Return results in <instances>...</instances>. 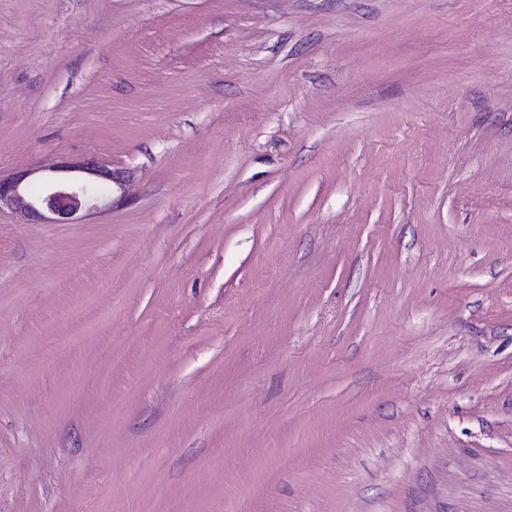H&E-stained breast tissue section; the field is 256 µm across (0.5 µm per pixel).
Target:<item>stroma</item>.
<instances>
[{"label": "stroma", "mask_w": 512, "mask_h": 512, "mask_svg": "<svg viewBox=\"0 0 512 512\" xmlns=\"http://www.w3.org/2000/svg\"><path fill=\"white\" fill-rule=\"evenodd\" d=\"M0 512H512V0H0ZM44 176L41 193L34 198L26 194V180L33 170L18 172L7 178L0 176V210L4 207L20 211L31 220L50 224H72L83 210L106 209L114 204V190L121 199L125 196L127 176L107 164L89 159L80 163H66ZM106 182L112 195L93 192L88 180Z\"/></svg>", "instance_id": "1"}]
</instances>
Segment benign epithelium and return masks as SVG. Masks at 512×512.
Instances as JSON below:
<instances>
[{"mask_svg":"<svg viewBox=\"0 0 512 512\" xmlns=\"http://www.w3.org/2000/svg\"><path fill=\"white\" fill-rule=\"evenodd\" d=\"M32 174L33 171L26 170L7 178L0 176V210L7 207L31 220L71 224L83 210L106 209L114 204L113 196L93 192L89 179L108 183L122 197L126 193L125 173L92 159L50 169V174L43 178L41 193L29 198L26 180Z\"/></svg>","mask_w":512,"mask_h":512,"instance_id":"obj_1","label":"benign epithelium"}]
</instances>
